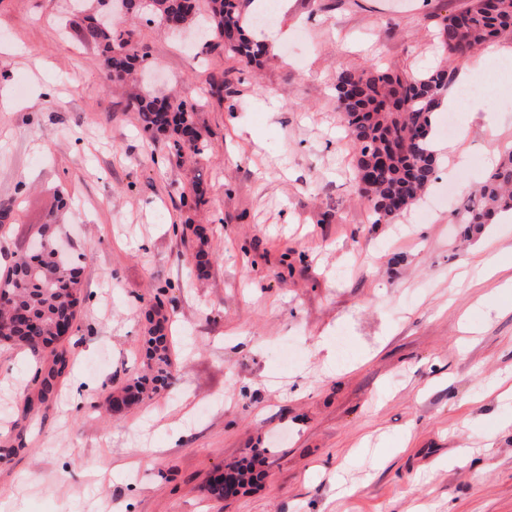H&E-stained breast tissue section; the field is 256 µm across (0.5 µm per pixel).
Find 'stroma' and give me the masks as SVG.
<instances>
[{
	"mask_svg": "<svg viewBox=\"0 0 512 512\" xmlns=\"http://www.w3.org/2000/svg\"><path fill=\"white\" fill-rule=\"evenodd\" d=\"M73 2L0 0V265L56 221L85 296L48 406L26 404L47 357L0 346V512H512V400L488 395L512 383V223L470 237L455 221L493 141L512 144V76L496 59L474 88L496 139L468 120L466 167L388 224L357 189L333 89L340 65L436 66V23L464 0H288L258 70L138 22L148 90L198 104L199 161L143 137L81 38L96 0ZM488 251L504 274L449 280ZM149 306L175 378L106 415L142 368ZM322 333L346 342L333 377ZM255 448L262 481L210 498L209 476Z\"/></svg>",
	"mask_w": 512,
	"mask_h": 512,
	"instance_id": "35a3bbf8",
	"label": "stroma"
}]
</instances>
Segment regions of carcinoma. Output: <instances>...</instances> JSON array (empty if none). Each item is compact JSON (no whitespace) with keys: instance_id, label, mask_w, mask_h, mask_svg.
<instances>
[{"instance_id":"cac0c4a2","label":"carcinoma","mask_w":512,"mask_h":512,"mask_svg":"<svg viewBox=\"0 0 512 512\" xmlns=\"http://www.w3.org/2000/svg\"><path fill=\"white\" fill-rule=\"evenodd\" d=\"M252 0H100L101 7L120 8L145 22L165 25L175 18L190 25L200 14L211 24L216 46L245 67H258L268 56L265 42L249 31L257 23L250 13ZM512 37V0H465L457 10L437 22V39L446 52L444 64L419 75L369 68L352 71L338 67L334 75L336 99L349 139L355 147L356 182L371 203L374 223H390L414 205L437 180L439 160L431 149L437 108L453 82L456 63L469 53L501 38ZM85 42L104 56L107 85H123L144 67L145 54L135 46L134 31L112 22L96 20L82 30ZM138 112L141 131L149 139L165 134L179 157L201 159L209 141L195 121L196 104L188 98L170 105L147 91L130 96ZM512 210V151L489 173L456 213L468 232L479 233L495 223L502 211ZM48 245L34 256L18 255L0 277V294L10 307L0 310V343L34 354L47 353L51 366L36 373L39 403L57 391V379L69 366L58 334L77 318L82 266L76 260L58 259L53 248L57 235L52 225L43 229ZM145 368L123 388L133 406L168 387L173 376L171 340L160 326L144 339ZM262 456L231 468L229 476L243 487L261 480L255 471Z\"/></svg>"}]
</instances>
